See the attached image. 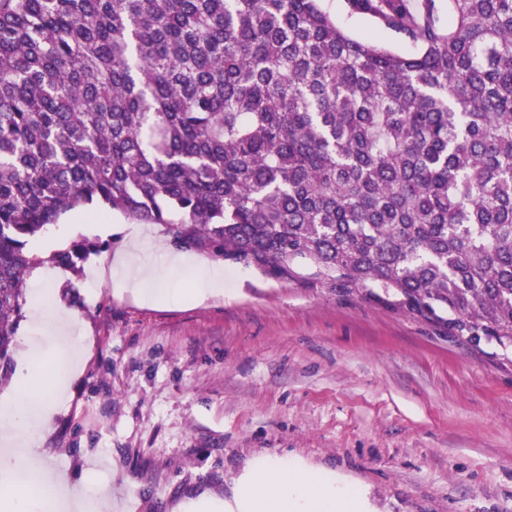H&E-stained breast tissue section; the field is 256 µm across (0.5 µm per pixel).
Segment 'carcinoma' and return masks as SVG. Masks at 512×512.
<instances>
[{"instance_id": "cac0c4a2", "label": "carcinoma", "mask_w": 512, "mask_h": 512, "mask_svg": "<svg viewBox=\"0 0 512 512\" xmlns=\"http://www.w3.org/2000/svg\"><path fill=\"white\" fill-rule=\"evenodd\" d=\"M347 4L413 51L322 0H0V381L31 243L85 205L512 346V0ZM322 6L337 22L357 37L369 36L381 45L399 53L411 50V46L406 41L383 30L370 16L350 14L346 0H325Z\"/></svg>"}]
</instances>
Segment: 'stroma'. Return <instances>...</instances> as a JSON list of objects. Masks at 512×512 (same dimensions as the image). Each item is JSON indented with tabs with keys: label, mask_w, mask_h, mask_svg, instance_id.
I'll use <instances>...</instances> for the list:
<instances>
[{
	"label": "stroma",
	"mask_w": 512,
	"mask_h": 512,
	"mask_svg": "<svg viewBox=\"0 0 512 512\" xmlns=\"http://www.w3.org/2000/svg\"><path fill=\"white\" fill-rule=\"evenodd\" d=\"M323 8L351 34L409 44L346 0ZM99 251L51 267L28 294L54 293L87 354L56 406L30 470L104 487L115 512H174L204 492L232 499L256 459L291 460L351 483L368 512H512V348L453 336L399 296L318 277L306 260L275 276L208 247L224 294L144 306L114 260L152 262L174 246L165 224L95 206L50 230ZM69 357L23 318L16 351Z\"/></svg>",
	"instance_id": "obj_1"
}]
</instances>
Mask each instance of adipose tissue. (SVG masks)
Segmentation results:
<instances>
[{
    "instance_id": "ef3b65f1",
    "label": "adipose tissue",
    "mask_w": 512,
    "mask_h": 512,
    "mask_svg": "<svg viewBox=\"0 0 512 512\" xmlns=\"http://www.w3.org/2000/svg\"><path fill=\"white\" fill-rule=\"evenodd\" d=\"M120 265L129 267L136 277L146 280L139 299L147 304L165 300L201 302L224 292L223 271L208 267L192 256L167 251L160 255L161 270L145 268L132 253L119 254ZM191 267L196 269L200 285L196 288H170L169 272ZM38 383L49 396H58L62 387L54 369L36 349H27L17 364L14 390L0 396V419L6 421L10 433L0 434V470L20 469L23 456L18 445L37 442L30 430L31 383ZM58 503L62 512H112V496L101 492L88 499L79 486L56 479L46 481L28 478L26 484H0V512H40L43 503ZM189 512H360V504L351 488L337 487L335 481L309 471L295 463L268 459L254 461L241 476L233 500L225 501L208 495L188 506Z\"/></svg>"
}]
</instances>
